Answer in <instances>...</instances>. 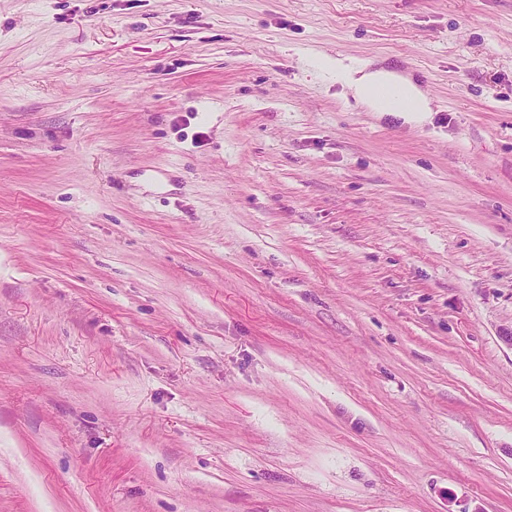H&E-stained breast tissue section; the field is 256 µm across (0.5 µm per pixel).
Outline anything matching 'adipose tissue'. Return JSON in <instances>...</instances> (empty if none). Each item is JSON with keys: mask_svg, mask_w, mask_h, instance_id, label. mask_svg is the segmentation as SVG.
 I'll list each match as a JSON object with an SVG mask.
<instances>
[{"mask_svg": "<svg viewBox=\"0 0 512 512\" xmlns=\"http://www.w3.org/2000/svg\"><path fill=\"white\" fill-rule=\"evenodd\" d=\"M382 83L398 84L402 94L413 99V108L402 109L396 103L378 99L374 94V89ZM343 85L347 95L352 96L370 111L389 114L418 124L425 123L431 118L430 99L424 96L411 80L394 71L382 67H364L347 72L343 77Z\"/></svg>", "mask_w": 512, "mask_h": 512, "instance_id": "adipose-tissue-1", "label": "adipose tissue"}]
</instances>
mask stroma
Here are the masks:
<instances>
[{
    "label": "stroma",
    "mask_w": 512,
    "mask_h": 512,
    "mask_svg": "<svg viewBox=\"0 0 512 512\" xmlns=\"http://www.w3.org/2000/svg\"><path fill=\"white\" fill-rule=\"evenodd\" d=\"M0 512H512V0H0ZM382 83L398 84L404 96L414 100V107L402 109L394 102H385L378 99L374 89ZM346 94L367 107L372 112L389 114L404 119L406 122L418 124L430 120L433 112L431 100L424 96L417 86L409 79L404 78L392 70L382 67H364L347 72L343 77Z\"/></svg>",
    "instance_id": "stroma-1"
}]
</instances>
